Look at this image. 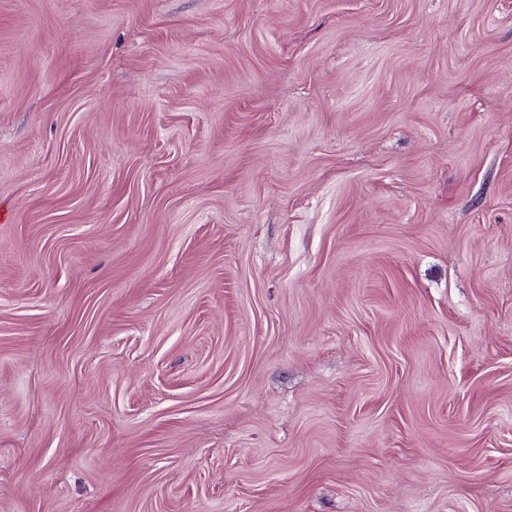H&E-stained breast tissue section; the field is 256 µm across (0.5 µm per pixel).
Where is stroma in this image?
<instances>
[{"instance_id":"1","label":"stroma","mask_w":512,"mask_h":512,"mask_svg":"<svg viewBox=\"0 0 512 512\" xmlns=\"http://www.w3.org/2000/svg\"><path fill=\"white\" fill-rule=\"evenodd\" d=\"M0 512H512V0H0Z\"/></svg>"}]
</instances>
